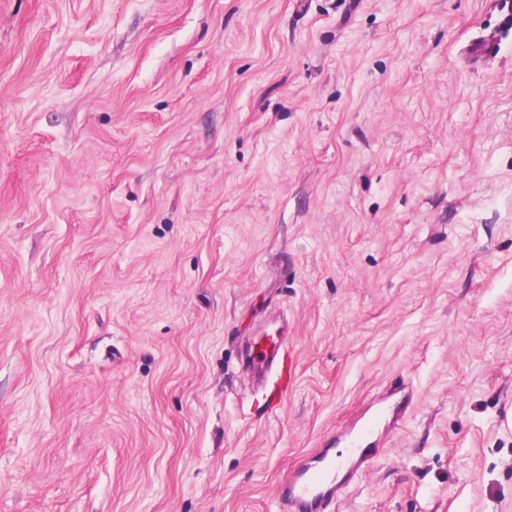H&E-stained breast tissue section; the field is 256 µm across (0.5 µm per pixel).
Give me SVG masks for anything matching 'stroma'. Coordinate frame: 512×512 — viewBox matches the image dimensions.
Listing matches in <instances>:
<instances>
[{"label": "stroma", "instance_id": "obj_1", "mask_svg": "<svg viewBox=\"0 0 512 512\" xmlns=\"http://www.w3.org/2000/svg\"><path fill=\"white\" fill-rule=\"evenodd\" d=\"M508 11L0 0V512H281L402 382L328 512H512ZM279 336L278 339L265 336L271 337V340L264 346L257 347L250 342L244 345L247 353L244 366L259 380L263 398L272 409L277 408L287 396L293 374L292 357L283 337L288 336V332H282Z\"/></svg>", "mask_w": 512, "mask_h": 512}]
</instances>
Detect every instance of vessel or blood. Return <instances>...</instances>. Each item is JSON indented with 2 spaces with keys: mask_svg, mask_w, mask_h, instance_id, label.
<instances>
[{
  "mask_svg": "<svg viewBox=\"0 0 512 512\" xmlns=\"http://www.w3.org/2000/svg\"><path fill=\"white\" fill-rule=\"evenodd\" d=\"M246 369L258 379L270 408H277L288 394L293 361L285 338L266 345L245 343ZM398 411L382 409L378 417L362 421L349 434L343 450L318 449L300 466L289 471L279 495L289 512H326L341 490L354 483L365 469L364 450L382 420H397Z\"/></svg>",
  "mask_w": 512,
  "mask_h": 512,
  "instance_id": "b4317fda",
  "label": "vessel or blood"
}]
</instances>
